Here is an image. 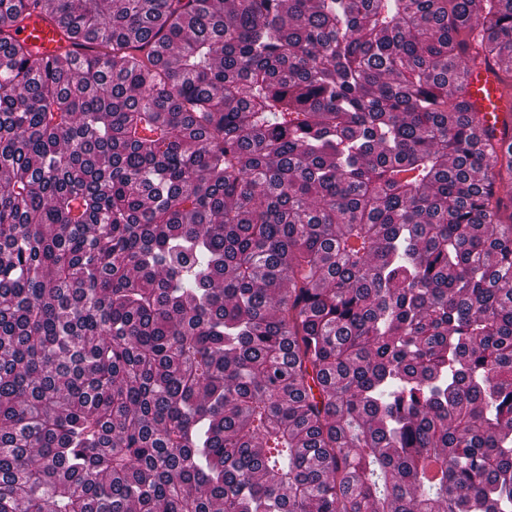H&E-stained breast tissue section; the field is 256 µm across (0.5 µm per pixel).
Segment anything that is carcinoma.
I'll use <instances>...</instances> for the list:
<instances>
[{"instance_id": "cac0c4a2", "label": "carcinoma", "mask_w": 512, "mask_h": 512, "mask_svg": "<svg viewBox=\"0 0 512 512\" xmlns=\"http://www.w3.org/2000/svg\"><path fill=\"white\" fill-rule=\"evenodd\" d=\"M37 7L0 512H512V0H57L47 61ZM49 12L50 9L45 7L42 13H38L40 17L34 16L29 20L16 37L33 44L42 56H53L65 48L74 50L73 40L65 39ZM467 98L472 104V112H482L486 123H492L498 110L494 108L497 103L498 91L493 79L483 70H474L467 77Z\"/></svg>"}]
</instances>
